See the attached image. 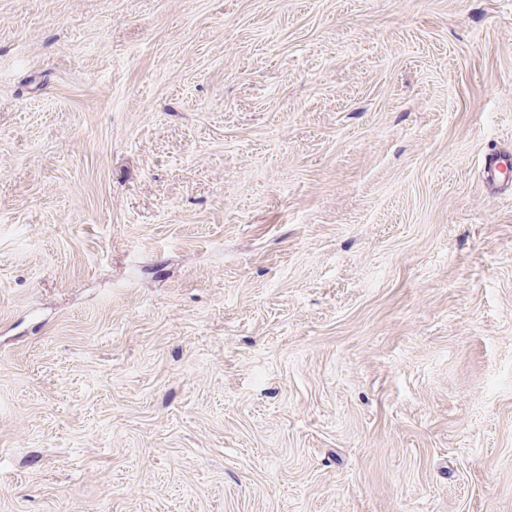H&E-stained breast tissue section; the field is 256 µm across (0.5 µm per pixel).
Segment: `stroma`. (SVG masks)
I'll return each instance as SVG.
<instances>
[{
    "mask_svg": "<svg viewBox=\"0 0 512 512\" xmlns=\"http://www.w3.org/2000/svg\"><path fill=\"white\" fill-rule=\"evenodd\" d=\"M512 0H0V512H512ZM512 166V154L503 152L494 156L485 157L483 164L484 178L488 183H502V175Z\"/></svg>",
    "mask_w": 512,
    "mask_h": 512,
    "instance_id": "obj_1",
    "label": "stroma"
}]
</instances>
